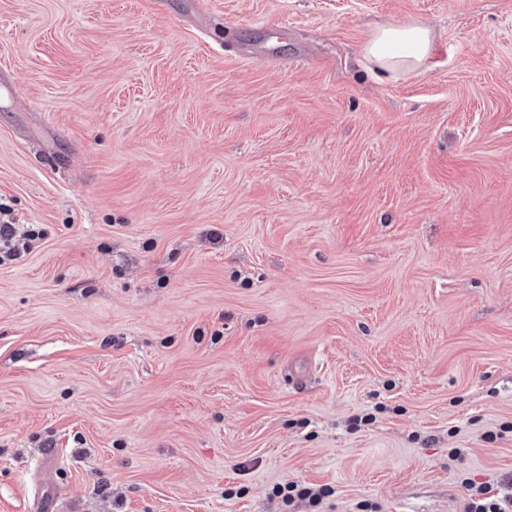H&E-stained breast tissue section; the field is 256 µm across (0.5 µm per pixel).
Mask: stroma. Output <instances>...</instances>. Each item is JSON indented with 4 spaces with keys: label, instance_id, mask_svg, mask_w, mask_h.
Masks as SVG:
<instances>
[{
    "label": "stroma",
    "instance_id": "obj_1",
    "mask_svg": "<svg viewBox=\"0 0 512 512\" xmlns=\"http://www.w3.org/2000/svg\"><path fill=\"white\" fill-rule=\"evenodd\" d=\"M1 61L0 512L512 498V0H0ZM433 49L430 28L419 23H400L379 28L364 46V57L375 68L394 76L426 66ZM328 493L329 491L327 488L314 492L311 488L301 487L295 483H286L274 490V494L276 496L283 495V501L285 503H288L289 500H292L296 496L300 499H308L309 504H312V506L315 507L320 504L322 498Z\"/></svg>",
    "mask_w": 512,
    "mask_h": 512
}]
</instances>
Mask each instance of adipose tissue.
<instances>
[{
    "mask_svg": "<svg viewBox=\"0 0 512 512\" xmlns=\"http://www.w3.org/2000/svg\"><path fill=\"white\" fill-rule=\"evenodd\" d=\"M433 49L430 28L400 23L379 28L366 43L364 56L375 68L395 75L426 66Z\"/></svg>",
    "mask_w": 512,
    "mask_h": 512,
    "instance_id": "ef3b65f1",
    "label": "adipose tissue"
}]
</instances>
